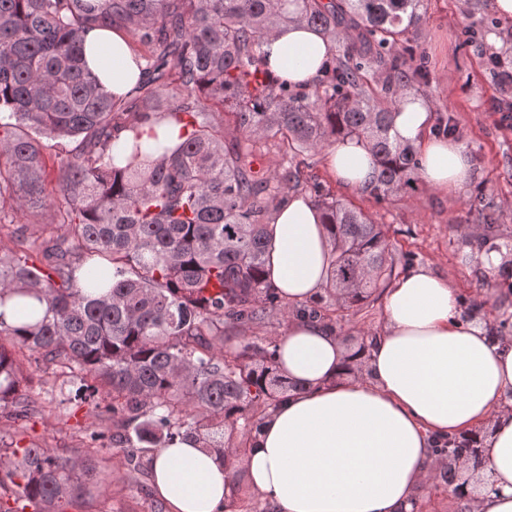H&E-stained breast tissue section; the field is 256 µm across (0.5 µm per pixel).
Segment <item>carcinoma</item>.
<instances>
[{
	"instance_id": "1",
	"label": "carcinoma",
	"mask_w": 512,
	"mask_h": 512,
	"mask_svg": "<svg viewBox=\"0 0 512 512\" xmlns=\"http://www.w3.org/2000/svg\"><path fill=\"white\" fill-rule=\"evenodd\" d=\"M427 0H0V210L24 217L48 206L40 137L75 146L60 160L66 219L49 228L55 243L35 258L0 250V304L15 298L28 322L0 316V415L33 411L23 365L55 367L81 402L110 401L111 445L127 469L144 472L156 449L176 437L224 453L225 431L251 438L266 410L295 388L277 368L272 344L224 326L255 325L268 314L327 321L391 278L394 263L379 225L305 173L309 158L347 138L377 166L364 187L376 199L415 190L420 160L391 137L394 113L426 94L431 75L412 33ZM289 22L304 23L342 46L302 88L268 72L264 45ZM120 27L148 48L136 85L104 92L85 67L81 35ZM464 44L483 58L512 112V70L502 54ZM232 117L236 135H226ZM173 121L178 143L142 155L143 125ZM123 132L125 165L113 145ZM437 137L456 138L439 112ZM281 161L252 167L257 146ZM310 193L332 243L319 296L290 308L264 277L271 204ZM484 224L478 249L500 250L496 212L483 195L469 200ZM84 454L104 446L78 428ZM84 462L31 444L0 448V512L27 501L51 505L73 490Z\"/></svg>"
}]
</instances>
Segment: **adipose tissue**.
<instances>
[{
    "mask_svg": "<svg viewBox=\"0 0 512 512\" xmlns=\"http://www.w3.org/2000/svg\"><path fill=\"white\" fill-rule=\"evenodd\" d=\"M84 61L105 91L126 93L139 70L120 29L83 34ZM111 47V58L102 50ZM273 75L309 84L335 44L288 23L266 44ZM422 102L393 117L392 134L418 147L421 176L450 192L470 177L464 145L428 133ZM328 174L359 189L375 165L348 139L330 148ZM265 277L289 306L321 294L330 243L320 210L294 193L267 227ZM383 332L356 357L335 327L300 316L276 342V365L301 383L264 416L240 458L252 492L277 512H413L431 472L436 442L478 436L488 483L465 500L467 512H512V336L490 337L463 320L457 294L429 268L409 270L384 291ZM151 483L167 512H218L231 477L214 451L175 439L153 458Z\"/></svg>",
    "mask_w": 512,
    "mask_h": 512,
    "instance_id": "ef3b65f1",
    "label": "adipose tissue"
}]
</instances>
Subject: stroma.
Returning a JSON list of instances; mask_svg holds the SVG:
<instances>
[{
    "label": "stroma",
    "mask_w": 512,
    "mask_h": 512,
    "mask_svg": "<svg viewBox=\"0 0 512 512\" xmlns=\"http://www.w3.org/2000/svg\"><path fill=\"white\" fill-rule=\"evenodd\" d=\"M466 8L465 0H428L417 40L432 75L425 104L432 113L451 110L470 159L469 181L450 195L422 181L411 197L392 196L380 202L330 179L323 153L313 156L311 169L336 198L351 202L382 224L397 262L396 273L404 271L402 256H412L414 265L428 267L447 279L464 308L489 301L498 285L495 274H481L482 264L470 246V229L477 226L478 220L470 212L468 200L478 192L497 202L512 199V112L498 111L497 86L485 75L482 60L466 52ZM42 145L46 192L54 200L53 208L38 225L22 223L11 210L0 211V248L14 251L21 247L33 256L39 255L44 246V225L59 223L66 209L58 185V167L69 145L52 139L43 140ZM335 324L342 336L355 342L381 334V292H374L366 302L343 312ZM32 372L33 381L24 392L47 403L48 408L0 429L1 439L9 442L21 438L77 456L81 450L74 435L75 424L108 432L106 409L86 405L73 408L69 397L75 388L64 383L59 372L42 366L33 367ZM79 477L78 492L62 499L56 512H152L154 498L149 494V478L130 474L120 459L110 458L107 452L89 460Z\"/></svg>",
    "instance_id": "stroma-1"
}]
</instances>
